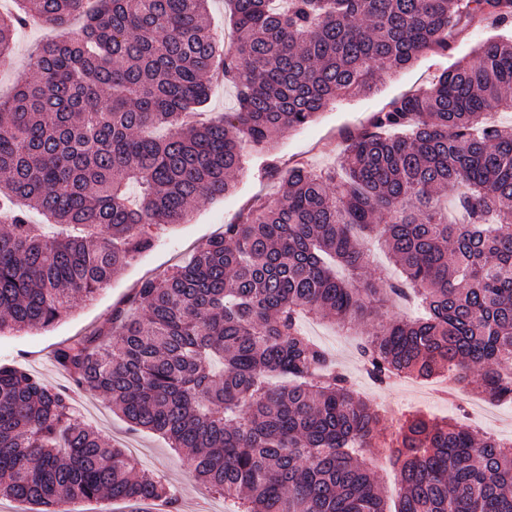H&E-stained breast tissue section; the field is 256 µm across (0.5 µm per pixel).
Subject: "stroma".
<instances>
[{
	"instance_id": "1",
	"label": "stroma",
	"mask_w": 512,
	"mask_h": 512,
	"mask_svg": "<svg viewBox=\"0 0 512 512\" xmlns=\"http://www.w3.org/2000/svg\"><path fill=\"white\" fill-rule=\"evenodd\" d=\"M492 27L468 28L454 39L448 50L423 55L411 67L382 74L373 92L339 100L323 109L313 122L285 133L275 154L282 166L305 162L314 168L335 163L346 131L368 125L372 115L385 108L393 99L410 91L430 85L436 75L454 61L469 56L480 44L498 36ZM50 28L27 27L15 39L14 60L10 68L0 70V95H8L18 76L29 75L28 58L34 49L53 38ZM259 160H252L239 175L236 188L224 197L202 200L195 204L189 223L154 229V245L138 256L129 266L112 277L94 300H76L69 314L48 329L7 332L0 335V361L19 362L44 382L62 386L70 379L52 358L60 344L90 331L108 328L115 308L127 305L141 279L158 275L181 264L207 240L221 232L225 224L234 220L238 211L256 195L276 197V181L258 176ZM306 334L325 347L346 375L351 388L378 408L380 400L396 404L393 416L381 417L374 434L378 444L371 457L372 468L385 488H393L398 480L388 448L401 423L414 414L439 420L456 421L474 426L475 415L484 405L480 395L463 389L455 390L451 397L437 396L441 379L422 380L401 377L386 384L375 383L366 373L357 351L359 337L368 332L360 324L353 335H341L326 321L305 324ZM77 414L92 425L109 444L134 453L140 468L157 472L176 491L179 512H224V499L201 489L199 481L186 467L180 455L173 452L164 439L156 435L130 431L128 424L113 412L108 397L99 392H79Z\"/></svg>"
}]
</instances>
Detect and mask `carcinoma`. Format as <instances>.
<instances>
[{"label": "carcinoma", "mask_w": 512, "mask_h": 512, "mask_svg": "<svg viewBox=\"0 0 512 512\" xmlns=\"http://www.w3.org/2000/svg\"><path fill=\"white\" fill-rule=\"evenodd\" d=\"M96 2L18 0L0 17V67L19 29L57 30L35 79L0 97V334L50 328L93 297L154 245L151 227L232 190L248 148L282 195L254 198L189 260L142 279L134 311L54 361L132 430L167 440L226 512H386L367 456L380 419L302 320L368 323L411 300L422 315L360 343L374 382L454 371L512 400V127L486 118L512 110V38L345 134L333 168L283 171L272 151L380 74L447 50L463 25H508L512 0H228L227 45L210 0ZM218 81L236 110L193 120ZM371 235L398 278H363ZM399 437L393 512H512V442L423 417ZM0 497L42 512L178 504L21 363L0 364Z\"/></svg>", "instance_id": "carcinoma-1"}]
</instances>
